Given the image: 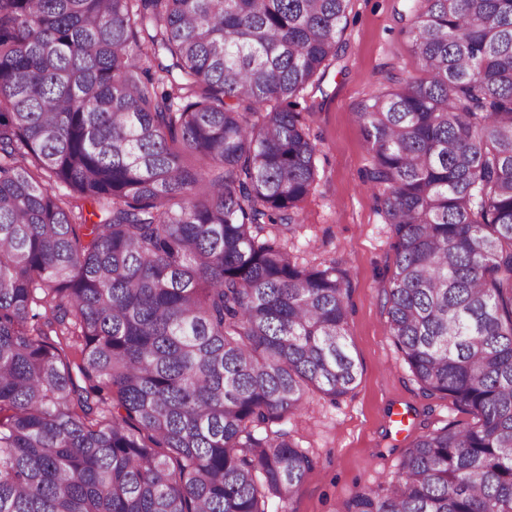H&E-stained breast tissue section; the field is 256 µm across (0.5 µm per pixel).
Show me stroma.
I'll use <instances>...</instances> for the list:
<instances>
[{
  "instance_id": "35a3bbf8",
  "label": "stroma",
  "mask_w": 512,
  "mask_h": 512,
  "mask_svg": "<svg viewBox=\"0 0 512 512\" xmlns=\"http://www.w3.org/2000/svg\"><path fill=\"white\" fill-rule=\"evenodd\" d=\"M409 5L351 0L341 36L344 55L320 89L304 93L319 175L288 245L299 264L335 259L347 269L349 336L359 377L346 397L314 399L290 420L293 441L316 466L289 505L272 499L267 512H340L358 487L397 481L404 450L421 425L434 429L467 418L450 399L424 397L393 345L384 290L394 262L391 234L375 190L363 178L371 152L356 120L358 108L386 76L421 73L408 34Z\"/></svg>"
}]
</instances>
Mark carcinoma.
Listing matches in <instances>:
<instances>
[{
	"instance_id": "obj_1",
	"label": "carcinoma",
	"mask_w": 512,
	"mask_h": 512,
	"mask_svg": "<svg viewBox=\"0 0 512 512\" xmlns=\"http://www.w3.org/2000/svg\"><path fill=\"white\" fill-rule=\"evenodd\" d=\"M356 112L393 344L470 412L342 512H512V0H419ZM350 0H0V512H267L357 386L350 278L284 240ZM97 217L94 222L91 217Z\"/></svg>"
}]
</instances>
